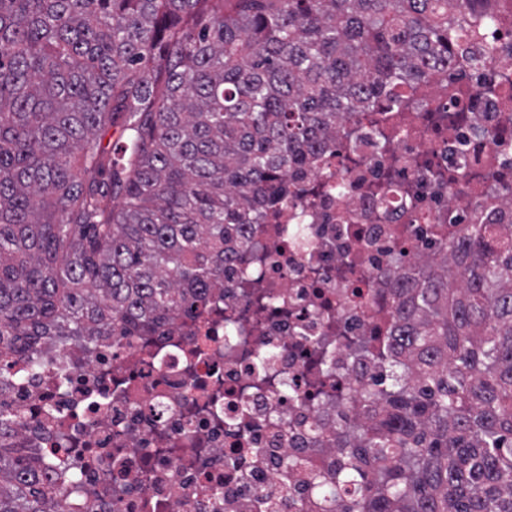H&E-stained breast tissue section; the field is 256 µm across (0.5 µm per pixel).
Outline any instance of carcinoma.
<instances>
[{"instance_id": "obj_1", "label": "carcinoma", "mask_w": 512, "mask_h": 512, "mask_svg": "<svg viewBox=\"0 0 512 512\" xmlns=\"http://www.w3.org/2000/svg\"><path fill=\"white\" fill-rule=\"evenodd\" d=\"M450 8L476 0H0V350L206 300L336 119L448 65ZM448 256L396 282L358 397L384 415L336 427L319 512H512V239L472 224ZM61 496L0 443V512Z\"/></svg>"}]
</instances>
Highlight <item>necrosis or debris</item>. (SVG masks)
Listing matches in <instances>:
<instances>
[{
  "instance_id": "necrosis-or-debris-1",
  "label": "necrosis or debris",
  "mask_w": 512,
  "mask_h": 512,
  "mask_svg": "<svg viewBox=\"0 0 512 512\" xmlns=\"http://www.w3.org/2000/svg\"><path fill=\"white\" fill-rule=\"evenodd\" d=\"M489 3L460 15L447 69L337 125L278 219L247 225L208 307L0 353V403L63 512H313L305 472L333 468L337 423L368 416L357 392L380 368L359 345L389 335L396 279L468 225L512 222V0Z\"/></svg>"
}]
</instances>
